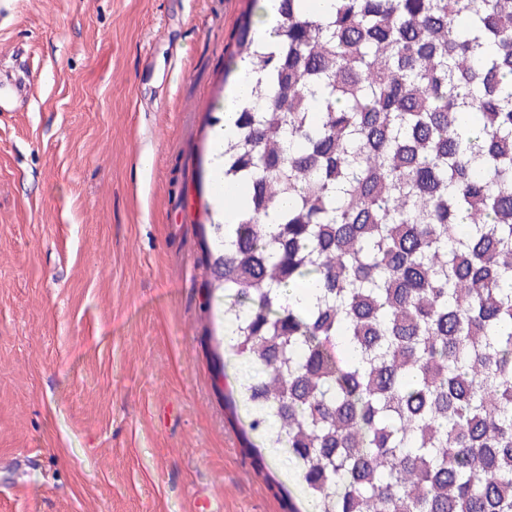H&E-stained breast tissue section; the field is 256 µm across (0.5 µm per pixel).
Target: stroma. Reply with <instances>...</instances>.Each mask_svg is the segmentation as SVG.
Listing matches in <instances>:
<instances>
[{
	"label": "stroma",
	"mask_w": 512,
	"mask_h": 512,
	"mask_svg": "<svg viewBox=\"0 0 512 512\" xmlns=\"http://www.w3.org/2000/svg\"><path fill=\"white\" fill-rule=\"evenodd\" d=\"M249 8L0 0V512H309L207 253Z\"/></svg>",
	"instance_id": "obj_1"
}]
</instances>
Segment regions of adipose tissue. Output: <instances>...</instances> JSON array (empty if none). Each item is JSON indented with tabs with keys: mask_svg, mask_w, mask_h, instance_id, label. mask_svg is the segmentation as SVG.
<instances>
[{
	"mask_svg": "<svg viewBox=\"0 0 512 512\" xmlns=\"http://www.w3.org/2000/svg\"><path fill=\"white\" fill-rule=\"evenodd\" d=\"M252 65L250 62H243L241 75L236 87L232 91L231 99L224 102V122L215 128L212 135L213 146V172H212V197L217 205L224 208V219L227 223H234L236 209L245 200V192L239 187H226L224 184V143L232 139L236 133L234 118L236 106L235 99L243 96L250 88L252 81Z\"/></svg>",
	"mask_w": 512,
	"mask_h": 512,
	"instance_id": "adipose-tissue-1",
	"label": "adipose tissue"
}]
</instances>
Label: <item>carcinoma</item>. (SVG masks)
<instances>
[{
    "label": "carcinoma",
    "instance_id": "obj_1",
    "mask_svg": "<svg viewBox=\"0 0 512 512\" xmlns=\"http://www.w3.org/2000/svg\"><path fill=\"white\" fill-rule=\"evenodd\" d=\"M275 13L209 252L249 429L320 512H512V0Z\"/></svg>",
    "mask_w": 512,
    "mask_h": 512
}]
</instances>
